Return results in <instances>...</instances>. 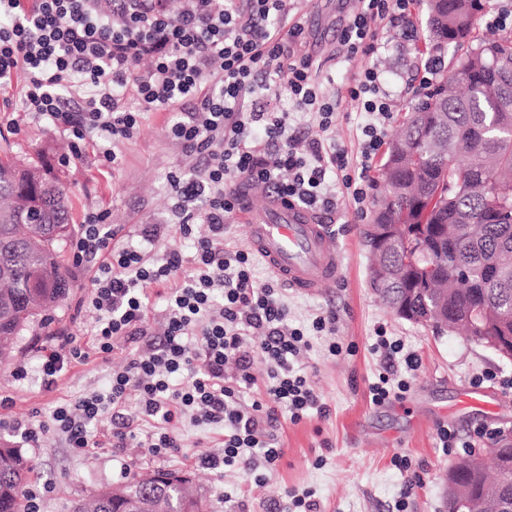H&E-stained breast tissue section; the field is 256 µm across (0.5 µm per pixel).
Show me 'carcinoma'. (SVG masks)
<instances>
[{
	"instance_id": "carcinoma-1",
	"label": "carcinoma",
	"mask_w": 512,
	"mask_h": 512,
	"mask_svg": "<svg viewBox=\"0 0 512 512\" xmlns=\"http://www.w3.org/2000/svg\"><path fill=\"white\" fill-rule=\"evenodd\" d=\"M428 37L466 48L432 91L413 98L379 169L382 228L398 226L397 246L372 259L383 279L403 266L418 280L436 266L441 280L381 299L396 310L407 300L416 324L435 322L487 345L512 336V32L485 41L476 25L485 0H426ZM68 189L39 163L0 158V364L20 333L67 294L59 248L72 231ZM34 465L22 449L0 444V512H26L23 492ZM454 503L474 499L512 512V469L460 459ZM186 479L155 472L104 487L70 512H208Z\"/></svg>"
}]
</instances>
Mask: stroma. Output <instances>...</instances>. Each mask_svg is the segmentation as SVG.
<instances>
[{
    "mask_svg": "<svg viewBox=\"0 0 512 512\" xmlns=\"http://www.w3.org/2000/svg\"><path fill=\"white\" fill-rule=\"evenodd\" d=\"M358 0H301L299 15L307 39L302 47L318 66L315 75L324 95L332 97L344 89L364 67V60H346L340 47L344 19ZM426 5L419 0L413 11L414 40L406 42L398 29L384 34V49L378 59L386 75L395 110L385 122L387 135H394L401 114L419 87V69L435 58L449 65L456 55L453 45L428 38ZM23 77H14L11 88L0 89V154L43 159L70 189L72 218L81 224L92 211H107L109 224L133 245H143L149 225L164 224L175 203L166 176L198 164L174 140L166 112H146L140 131L118 147L120 163L113 169H97L86 163L63 164L71 151L69 141L53 126L33 120L20 107ZM364 115L350 101H342L332 132L338 146L356 157L361 149ZM336 208L325 214L332 224L343 260L342 279L315 295L290 289L282 297L291 324L309 326L323 312L336 314L333 333L314 337L311 350L297 360L312 388L326 403L329 414L310 416L293 424L281 419L277 433L284 458L264 486L252 487L239 468L223 474L202 468L196 457L215 451L219 431L184 423L183 448L159 460L146 449L129 445L120 452L104 448L80 453L69 447L64 435L51 431L33 445L22 444L12 431L18 420L48 418L59 404L72 403L86 395H107L113 371L122 369L127 351L118 350L109 361L89 359L71 366L56 388L41 384L38 349L45 334L26 329L18 337L11 363L0 366V442L21 446L36 466L30 487L42 490L40 512H69L71 500L89 498L104 486H120L133 475L157 469L186 473L194 489L203 493L210 512H291V494H312L316 512H393L400 496H407V512H444L448 470L456 455L444 454L437 431L447 426L461 440H473L476 428L512 429V389L499 384L473 385L474 375L493 371L512 378V360L495 351L448 332L420 326L393 314L371 286V261L362 230L370 223L381 192L371 185L362 212H355L341 187L331 189ZM91 289L89 277L72 281L66 298L49 310L53 326L66 327L79 345H86L97 313L78 308L77 302ZM385 327L391 339L415 351L419 367L403 399L374 406L369 401L370 382L379 359L371 351L377 327ZM346 351L328 353L331 342ZM25 366L27 376L17 379L16 366ZM397 455L412 462L411 472L393 464ZM419 483L409 484L410 473Z\"/></svg>",
    "mask_w": 512,
    "mask_h": 512,
    "instance_id": "obj_1",
    "label": "stroma"
}]
</instances>
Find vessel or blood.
Masks as SVG:
<instances>
[{
    "instance_id": "obj_1",
    "label": "vessel or blood",
    "mask_w": 512,
    "mask_h": 512,
    "mask_svg": "<svg viewBox=\"0 0 512 512\" xmlns=\"http://www.w3.org/2000/svg\"><path fill=\"white\" fill-rule=\"evenodd\" d=\"M263 209L243 200L239 217L246 224L253 251L279 282L312 294L341 277L342 261L329 225L302 207L283 203L261 188Z\"/></svg>"
}]
</instances>
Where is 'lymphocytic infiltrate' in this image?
<instances>
[{
	"label": "lymphocytic infiltrate",
	"instance_id": "f902f5d3",
	"mask_svg": "<svg viewBox=\"0 0 512 512\" xmlns=\"http://www.w3.org/2000/svg\"><path fill=\"white\" fill-rule=\"evenodd\" d=\"M416 0H359L342 31L346 58L378 55L381 28L408 24ZM298 0H0V84L23 75L22 109L71 139L74 159L89 136L99 140L95 160L108 166L117 148L140 129L145 112H170L172 137L186 152L205 158L191 175L168 182L185 205L173 235L192 238L194 253L168 249L161 259L117 244L106 212L88 214L69 243L70 273L90 275L87 303L98 313L88 346L72 334L50 333L41 352L42 385L55 387L72 363L90 356L109 359L118 349L131 355L113 373L108 397L78 399L56 408L50 421L17 424L21 438L38 442L50 429L66 433L71 447L88 453L135 442L149 455L182 446L185 417L222 427L223 450L198 456L199 466H235L263 486L284 457L278 439L280 411L291 423L328 409L294 366L310 335L332 332L333 313L317 315L311 329L288 325V307L276 288L259 283L258 259L231 250L224 239L247 189L264 185L298 206L332 210L328 175L340 176L353 203L364 206L366 178L383 143L391 94L378 65L362 69L347 89L367 121L361 155L349 158L329 132L339 99L323 96L309 57L295 48L306 39ZM147 70H140L142 60ZM284 88L314 114L320 137L290 134L291 115L257 102L261 85ZM168 309L162 343H154L147 318L154 299ZM371 346L379 358L370 400L381 406L410 388L415 354L377 329ZM237 373L224 374L227 363ZM267 379L258 381L255 365ZM138 418L97 439L105 412L121 416L129 400Z\"/></svg>",
	"mask_w": 512,
	"mask_h": 512
}]
</instances>
